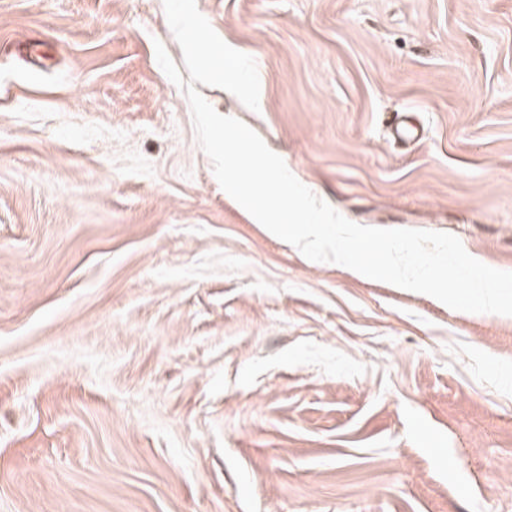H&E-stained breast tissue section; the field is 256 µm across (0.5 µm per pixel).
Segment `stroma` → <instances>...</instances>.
Masks as SVG:
<instances>
[{
  "mask_svg": "<svg viewBox=\"0 0 512 512\" xmlns=\"http://www.w3.org/2000/svg\"><path fill=\"white\" fill-rule=\"evenodd\" d=\"M196 5L260 109L200 93L316 196L512 271V0ZM158 42L163 0H0V512H512V317L254 222Z\"/></svg>",
  "mask_w": 512,
  "mask_h": 512,
  "instance_id": "stroma-1",
  "label": "stroma"
}]
</instances>
